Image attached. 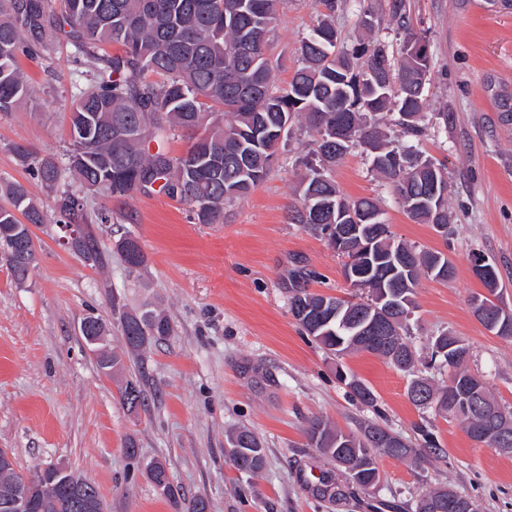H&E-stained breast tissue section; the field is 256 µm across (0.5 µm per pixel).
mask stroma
I'll return each mask as SVG.
<instances>
[{"mask_svg":"<svg viewBox=\"0 0 512 512\" xmlns=\"http://www.w3.org/2000/svg\"><path fill=\"white\" fill-rule=\"evenodd\" d=\"M372 33L359 27L363 13ZM320 19L315 0H285L269 35L270 64L285 83L299 64V47ZM345 44L366 39L400 54L408 33L422 35L430 56V86L419 147L448 173L447 235L412 221L354 148L333 176L351 198L378 196L398 238L446 250L451 280L421 279L410 321L418 351L448 331L465 340L468 365L483 374L499 402L512 409V338L488 331L469 299L484 287L470 252L495 266L499 304L512 309V0H341L334 17ZM66 43L20 56L33 98L0 113V203L11 182L28 186L48 217L33 227L37 260L18 284L0 255V448L17 466L36 470L62 463L94 482L107 512H185L201 497L208 512H415L421 493L450 487L468 495L476 512H512V455L472 441L453 418L422 410L407 397L410 374L358 352L331 359L289 311V272L313 270L312 289L343 296L340 260L324 240L289 223L298 203L311 134L292 125L261 185L224 208V220L200 224L187 204L160 190L116 201L80 190L88 210L134 220L100 231L103 242L131 232L146 261L129 269L112 254L105 270L85 266L57 241L53 199L18 163L14 146L64 158L73 96L81 68ZM448 115L439 126L436 113ZM128 307L153 306L173 332L141 356L124 358L104 377L79 333L89 315L112 322L109 294ZM344 366L372 388L376 408L355 400L336 380ZM140 378L145 406L131 414L119 389ZM328 419L345 431L375 420L407 438L417 425L433 433L439 455L414 464L378 460L380 484L336 502L312 487L334 465L307 445V421ZM252 430L266 449L256 475L235 468L227 437ZM134 441L129 458L126 441ZM164 462L178 499L163 495L145 465Z\"/></svg>","mask_w":512,"mask_h":512,"instance_id":"obj_1","label":"stroma"}]
</instances>
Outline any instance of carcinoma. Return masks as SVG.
<instances>
[{
    "instance_id": "1",
    "label": "carcinoma",
    "mask_w": 512,
    "mask_h": 512,
    "mask_svg": "<svg viewBox=\"0 0 512 512\" xmlns=\"http://www.w3.org/2000/svg\"><path fill=\"white\" fill-rule=\"evenodd\" d=\"M283 0H0V112H12L33 95L18 64V55L46 47L65 37L84 66L87 84L72 103L70 128L86 129L71 138L68 158L61 166L53 157L27 163L30 152L17 145L14 153L30 176L46 189L62 186L53 198L60 224H110L107 212L91 214L80 197L64 186L70 179L84 189L117 201L159 186L191 207L199 224L224 217V204L249 193L266 177L273 157L288 137L291 124L304 121L314 132L312 157L300 179L299 204L289 220L329 241L342 240L336 254L343 259L342 275L350 287L364 292L359 299L316 293L308 288L312 275L299 271L288 280L290 311L305 334L336 357L365 351L402 371L415 366L409 319L403 312L416 305L419 274L446 280L453 266L441 251L422 250L393 234L380 232L386 223L380 202L343 194L330 171L354 146L370 154L372 169L386 180L413 219L448 233V175L431 157L397 145L402 136L422 133L429 56L422 36L408 33L402 58L396 63L385 46L373 44L338 48L331 23L336 0H319L325 12L300 47L301 65L290 82L275 85L268 60V34ZM118 44L122 53L107 47ZM397 114L394 127L383 128L370 118ZM192 133L187 150L170 156L163 142L172 131ZM157 145L151 151V144ZM9 205L0 206V251L7 255L19 243L15 225L46 223L44 209L27 187L12 183L5 189ZM83 249L94 256L92 268L108 262L109 251L90 229ZM112 313L126 351L140 355L172 333L167 315L155 308L130 309L110 296ZM473 314L498 336L512 324V310L483 294ZM375 322L382 332L368 334ZM431 360L448 367L449 376L474 400L497 410L492 429L512 435V415L505 413L481 376L464 367L468 347L463 339L443 331L432 337ZM344 384L364 406H376L372 389L336 369ZM423 383L430 398L426 407L461 420L472 440L482 419L470 410L448 409L447 387L429 379ZM130 411L144 405L139 380L120 388ZM419 448L410 439L375 422L346 433L321 418L309 421V447L336 463L342 485L322 476L316 494L331 500L345 490L371 489L377 455L414 463L437 448L432 433L417 427ZM231 461L241 472L256 474L264 466L265 448L252 432L229 436ZM355 474H350V471ZM151 482L174 496L163 463L147 467ZM16 487L35 503L33 512H82L67 491L52 496L38 471L10 468L0 474V488ZM468 498L453 490L434 489L421 495L416 512H434L435 505Z\"/></svg>"
}]
</instances>
